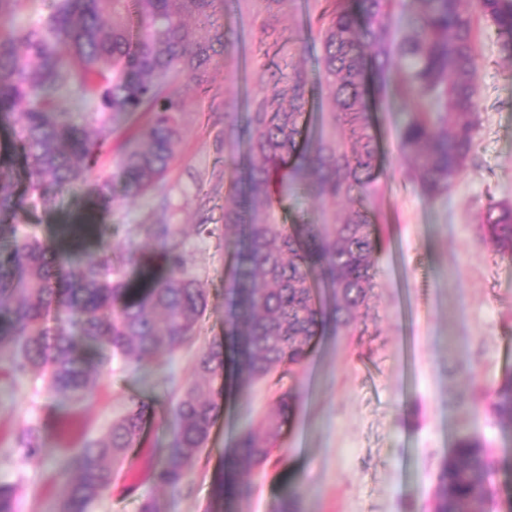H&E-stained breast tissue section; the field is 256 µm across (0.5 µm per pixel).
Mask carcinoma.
<instances>
[{
  "label": "carcinoma",
  "instance_id": "obj_1",
  "mask_svg": "<svg viewBox=\"0 0 512 512\" xmlns=\"http://www.w3.org/2000/svg\"><path fill=\"white\" fill-rule=\"evenodd\" d=\"M215 0H43L44 10L24 28L0 30V111L12 117L28 168L19 197L2 185L0 212L21 220L27 201L44 207L98 166L103 142L136 114L146 117L128 135L113 171L98 178V204L109 207L112 182L141 198L168 173L180 142L185 101L176 83L203 84L217 49L234 47L216 23ZM481 12L512 58V0H479ZM394 25V0H324L318 16L320 77L331 92L328 111L312 128L305 111L310 80L291 66L270 97L248 106L239 125L233 104L224 105V136L245 145L228 164L224 229L244 233L243 250L229 288L232 316L224 335L208 341L194 366V380L175 407V423L163 459L149 464L154 483L177 489L201 459L222 413L227 343L239 346L238 374L254 381L308 359L328 322L349 330L365 303L382 245L376 194L378 141L369 121L366 61L379 84L398 59L402 88L417 101L398 128L404 155L428 195L448 193L474 147L478 124V65L471 0H407ZM78 94L95 136L68 118L62 104ZM321 204L311 224H280L275 186ZM0 247V376L29 367L45 371L50 393L72 403L96 389L92 367L120 355L140 366L159 353L172 354L201 330L206 289L185 267L181 242L169 224L145 225L163 241L159 261L143 263L131 279L104 250L71 253L63 276L52 246L14 224ZM495 246L512 253V207L488 219ZM332 292L330 309L316 300L313 284ZM292 397L282 395L254 429L240 435L230 466L246 498L249 471L265 463L280 440ZM493 410L512 431V375L492 392ZM152 416L139 402L72 457L57 512H90L112 490L124 460L143 445ZM495 466L485 444L461 435L444 458L435 492L436 512H483L492 495ZM0 512H17L16 488L0 483Z\"/></svg>",
  "mask_w": 512,
  "mask_h": 512
}]
</instances>
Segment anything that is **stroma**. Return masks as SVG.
I'll return each mask as SVG.
<instances>
[{
	"label": "stroma",
	"instance_id": "obj_1",
	"mask_svg": "<svg viewBox=\"0 0 512 512\" xmlns=\"http://www.w3.org/2000/svg\"><path fill=\"white\" fill-rule=\"evenodd\" d=\"M264 7V0H219V22L234 49L212 57L205 89L183 88V136L154 191L130 200L114 189L104 211L94 200L91 176L53 208L27 213L29 230L55 243L60 268L69 269L72 251L60 238L62 228L91 219L132 273L140 252L162 248L142 227L152 222L159 201H167L164 221L180 232L187 266L203 281L208 304L191 345L137 370L114 358L94 396L81 405L59 404L38 368L0 379V483L16 485L18 512H55L73 474L75 448L82 439L105 435L132 401L153 405L147 441L152 457L162 458L177 390L190 380L204 343L224 333L233 264L224 230V165L231 154L224 105L242 110L273 95L274 67L294 63L315 81L319 70L320 45L307 37L317 29L319 0H290L278 14L288 40L284 51L264 34ZM471 15L480 124L473 156L446 196L432 200L422 193L399 148L397 126L412 101L393 82L372 96L383 169L373 204L383 247L357 328L326 330L298 369L281 367L267 380L242 386L228 380L223 414L184 488L157 487L149 476L152 457L135 452L92 512H139L149 496L160 512H207L220 480L231 477L229 448L285 393L294 401L278 448L252 469L250 498L225 494L223 512H275L284 500L295 512H433L441 463L464 431L483 438L499 465L494 512H506L512 470L502 466L507 443L491 394L512 373V254L495 247L485 223L494 207L512 206V59L501 52L498 33L480 10ZM328 100V89L316 81L306 109L321 112ZM62 416L74 428L67 439L57 433ZM29 427L40 431L32 454L18 440ZM131 483L136 492L123 494Z\"/></svg>",
	"mask_w": 512,
	"mask_h": 512
}]
</instances>
